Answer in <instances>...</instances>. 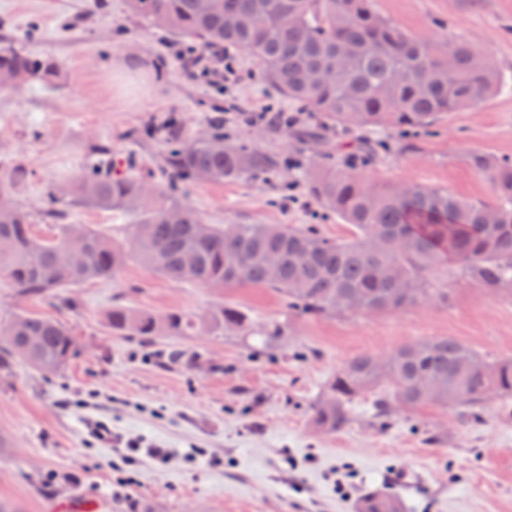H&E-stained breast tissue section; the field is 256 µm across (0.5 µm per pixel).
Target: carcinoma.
I'll use <instances>...</instances> for the list:
<instances>
[{
    "label": "carcinoma",
    "instance_id": "cac0c4a2",
    "mask_svg": "<svg viewBox=\"0 0 512 512\" xmlns=\"http://www.w3.org/2000/svg\"><path fill=\"white\" fill-rule=\"evenodd\" d=\"M130 11L154 26L214 49H246L267 80L300 110L317 114L326 130L387 128L425 132L450 112L478 106L499 85L495 65L469 42L434 44L395 26L373 0H128ZM62 62L0 38V77L17 88L48 84ZM164 185L113 169L112 148H89L76 179L50 183L45 211L90 205L132 218L128 243L87 224H57L34 232L29 212L14 203L30 171L0 159V276L20 297L52 298L70 305L65 288L108 281L132 253L174 281L215 288H273L288 307L307 317L335 310L394 313L419 302L448 300V289L428 276L446 259L463 277L492 294L512 293V159L474 154L472 167L492 189L488 201L462 200L445 189L363 183L354 164L312 163L305 184L315 202L352 230L345 239L324 237L315 224H207L180 198L184 182L205 173L212 182L262 180L277 167L245 141L227 142L217 130L193 142L170 138ZM107 324L115 336L149 343L158 336H248L270 346L288 334L274 322L255 328L250 313L223 302L203 316L180 309L152 312L114 305ZM387 374L376 356L349 359L310 406L322 432L344 430L350 404L377 392L375 417L388 425L393 406L413 410L436 404L461 426L478 424L486 405L512 399V359L488 362L468 345L439 337L396 349ZM76 354L71 328L54 316L21 310L0 325V374L17 360L45 375L60 373ZM434 377L443 390L426 398L418 384ZM359 512H401L389 492L366 495Z\"/></svg>",
    "mask_w": 512,
    "mask_h": 512
}]
</instances>
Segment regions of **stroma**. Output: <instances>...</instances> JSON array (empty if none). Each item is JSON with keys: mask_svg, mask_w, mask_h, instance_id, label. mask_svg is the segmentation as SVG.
Segmentation results:
<instances>
[{"mask_svg": "<svg viewBox=\"0 0 512 512\" xmlns=\"http://www.w3.org/2000/svg\"><path fill=\"white\" fill-rule=\"evenodd\" d=\"M374 4L414 36L469 41L494 61L500 83L485 103L449 113L425 136L376 133L378 153L362 164L352 137L302 138L314 123L309 114L287 133L270 120L244 122L246 113L295 109L249 51L229 54L233 76L194 77L180 60L185 42L132 15L127 0H0V37L63 63L53 86L0 91V158L32 172L18 205L46 232V183L79 176L96 144L161 183L165 126L190 142L210 135L216 117L227 140L250 142L279 169L264 181L185 183L184 202L209 224H315L326 237H348L336 215L321 216L303 183L319 153L356 164L371 184L489 199L490 185L468 158H512V0ZM132 57L142 74L118 87L115 71ZM66 221L118 242L132 232L129 221L89 207L70 208ZM432 278L447 288V302L307 318L271 289L176 282L133 256L112 280L66 289L72 306L61 311L42 297L18 298L0 277V324L20 310L55 314L77 348L60 374L21 362L0 376V436L8 442L0 448V502L20 512H54L73 497L87 499L93 512H356L363 496L389 489L404 512H512V400L489 404L470 428L435 404L395 411L379 427L370 393L352 404L341 432L323 433L310 420V403L356 355L448 336L487 360L512 358V296L475 288L454 262ZM222 302L243 306L259 324L287 323V336L269 349L258 336H161L145 344L112 335L106 324L115 304L201 316ZM174 351L195 356L196 366L172 364ZM99 421L111 427V442L92 437ZM151 446L163 456L149 455Z\"/></svg>", "mask_w": 512, "mask_h": 512, "instance_id": "stroma-1", "label": "stroma"}]
</instances>
